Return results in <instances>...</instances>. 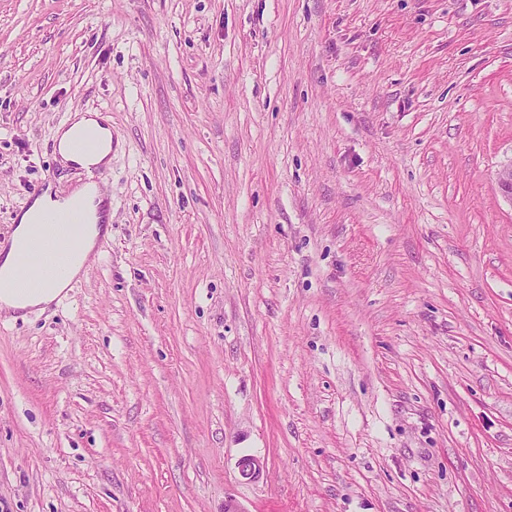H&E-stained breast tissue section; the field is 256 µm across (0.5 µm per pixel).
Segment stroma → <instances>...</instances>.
Listing matches in <instances>:
<instances>
[{
	"mask_svg": "<svg viewBox=\"0 0 512 512\" xmlns=\"http://www.w3.org/2000/svg\"><path fill=\"white\" fill-rule=\"evenodd\" d=\"M76 110L110 233L0 312V512H512V0H0V243ZM106 123V118L97 112L76 111L70 114L67 121L58 127L55 135L60 162L64 166L75 165L82 169L90 166L109 167L112 162V137ZM87 132L97 137L101 145L99 150L87 153L74 148V141ZM98 167L91 168L87 178L90 182L100 184L105 173Z\"/></svg>",
	"mask_w": 512,
	"mask_h": 512,
	"instance_id": "1",
	"label": "stroma"
}]
</instances>
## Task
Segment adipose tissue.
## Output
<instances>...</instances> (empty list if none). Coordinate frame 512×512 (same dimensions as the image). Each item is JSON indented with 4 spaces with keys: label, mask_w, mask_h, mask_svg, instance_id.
I'll list each match as a JSON object with an SVG mask.
<instances>
[{
    "label": "adipose tissue",
    "mask_w": 512,
    "mask_h": 512,
    "mask_svg": "<svg viewBox=\"0 0 512 512\" xmlns=\"http://www.w3.org/2000/svg\"><path fill=\"white\" fill-rule=\"evenodd\" d=\"M60 161L66 166L88 168L109 167L112 162L111 130L105 117L94 112H73L61 124L55 135ZM81 202L87 215V222L81 225L83 246L81 253L62 270L38 271V278L44 279L45 286L34 292L4 290L0 293V309L14 316H27L33 310L44 308L58 300L70 283L81 273L88 253L102 233L100 225L109 216L107 204L99 192L86 184L60 196L43 192L35 197L27 208L16 214V226L10 237L9 246L0 250V274L13 269L17 261L16 244L24 243L32 235V225L40 218L50 217L54 211L68 206L71 202Z\"/></svg>",
    "instance_id": "1"
}]
</instances>
